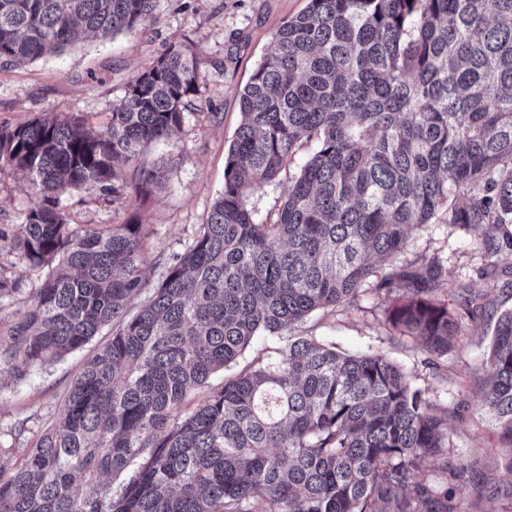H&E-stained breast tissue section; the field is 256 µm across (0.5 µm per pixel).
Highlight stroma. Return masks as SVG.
Masks as SVG:
<instances>
[{"instance_id":"stroma-1","label":"stroma","mask_w":512,"mask_h":512,"mask_svg":"<svg viewBox=\"0 0 512 512\" xmlns=\"http://www.w3.org/2000/svg\"><path fill=\"white\" fill-rule=\"evenodd\" d=\"M308 0H157L154 21L114 39L78 37L64 54L18 65H0V126L14 127L44 112L83 113L91 127L107 122L113 99L127 82L151 66L171 41L187 39L201 63V94L181 128L144 149L123 172L124 192L96 197L69 192L61 203L71 223L122 224L138 215L143 226L144 274L157 282L164 260L183 252L224 190V166L241 123L240 92L269 51L272 37ZM165 166L163 188L147 198L135 190L140 166ZM33 196L25 177L0 171V274L18 280L19 291L0 303V342L21 319L29 296L43 277L30 268L16 241ZM477 225L436 223L413 232L405 260L438 256L448 273V301L458 306L460 290L480 294L491 305L482 316L465 319V334L440 369L421 347L391 336L385 324V295L362 293L351 304L319 314L296 327L347 353L380 352L401 366L414 386L448 413V461L461 470L451 486L457 512H512L503 487L512 485V451L500 447L495 424L480 405L491 333L501 312L512 309V251L490 258L478 247ZM110 337L102 330L82 350L31 370L22 379L0 364V463L12 465L33 447L63 405V395L84 361ZM22 422L27 431L14 438Z\"/></svg>"}]
</instances>
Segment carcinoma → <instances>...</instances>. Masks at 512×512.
I'll use <instances>...</instances> for the list:
<instances>
[{
  "instance_id": "obj_1",
  "label": "carcinoma",
  "mask_w": 512,
  "mask_h": 512,
  "mask_svg": "<svg viewBox=\"0 0 512 512\" xmlns=\"http://www.w3.org/2000/svg\"><path fill=\"white\" fill-rule=\"evenodd\" d=\"M153 10L0 0V63L60 55L80 29L131 33ZM200 85L177 41L95 131L79 112L0 127V169L33 195L16 246L47 269L0 362L21 379L112 325L59 419L0 467V512H455L448 483L411 485L428 461L448 473V415L386 356L291 330L366 288L394 297L388 327L430 360L455 348L475 300L450 311L442 261L401 255L440 215L485 226L491 258L512 249V0H308L240 93L224 192L151 285L136 219L78 227L61 196L121 193L123 169L181 127ZM311 142L275 221L256 222L249 194ZM165 182L142 167L136 191ZM267 335L285 337L274 361L226 372ZM482 406L512 450V310L492 333Z\"/></svg>"
}]
</instances>
